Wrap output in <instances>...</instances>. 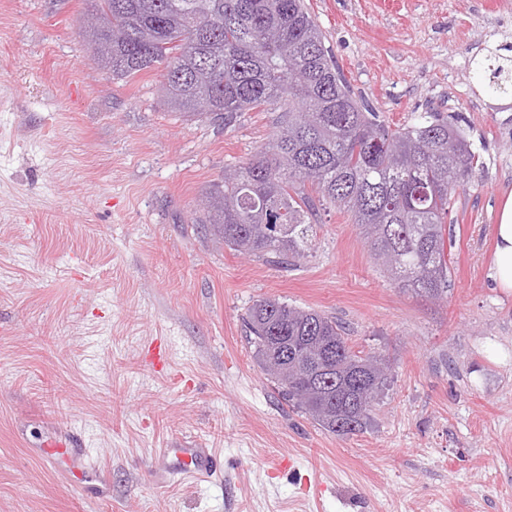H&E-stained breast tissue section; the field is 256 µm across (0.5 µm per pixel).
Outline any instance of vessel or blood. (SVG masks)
I'll return each mask as SVG.
<instances>
[{"instance_id":"vessel-or-blood-1","label":"vessel or blood","mask_w":512,"mask_h":512,"mask_svg":"<svg viewBox=\"0 0 512 512\" xmlns=\"http://www.w3.org/2000/svg\"><path fill=\"white\" fill-rule=\"evenodd\" d=\"M56 452L66 453L75 469H83L85 450L80 439L68 434L52 442ZM223 466L212 449L182 445L159 449L153 460V473L158 483L180 484L190 481L196 484L220 481Z\"/></svg>"}]
</instances>
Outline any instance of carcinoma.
I'll return each instance as SVG.
<instances>
[{"instance_id":"obj_1","label":"carcinoma","mask_w":512,"mask_h":512,"mask_svg":"<svg viewBox=\"0 0 512 512\" xmlns=\"http://www.w3.org/2000/svg\"><path fill=\"white\" fill-rule=\"evenodd\" d=\"M90 45L114 79L161 70L172 108L188 118L284 112L278 131L205 192L206 229L231 250L292 262L316 237V204L346 210L398 288L440 300L451 267L446 231L457 191L479 157L439 112L391 128L357 99L304 0H91ZM492 89L512 68L491 69ZM244 324L253 357L282 399L324 430L367 429L388 366L347 345L312 309L255 301ZM340 359L316 381L317 360Z\"/></svg>"}]
</instances>
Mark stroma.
I'll use <instances>...</instances> for the list:
<instances>
[{"instance_id":"stroma-1","label":"stroma","mask_w":512,"mask_h":512,"mask_svg":"<svg viewBox=\"0 0 512 512\" xmlns=\"http://www.w3.org/2000/svg\"><path fill=\"white\" fill-rule=\"evenodd\" d=\"M381 121L438 109L479 165L450 216L452 281L399 290L351 216L280 264L203 228L204 192L280 110L186 121L159 71L115 80L82 34L88 0H0V512H512V294L489 278L512 192V0H305ZM261 298L335 317L389 362L370 426L333 435L275 393L246 341ZM166 371L145 358L154 339ZM82 437V478L45 440ZM215 449L223 481L162 485L157 449ZM292 455L293 473H271ZM107 499L82 488L98 480Z\"/></svg>"}]
</instances>
